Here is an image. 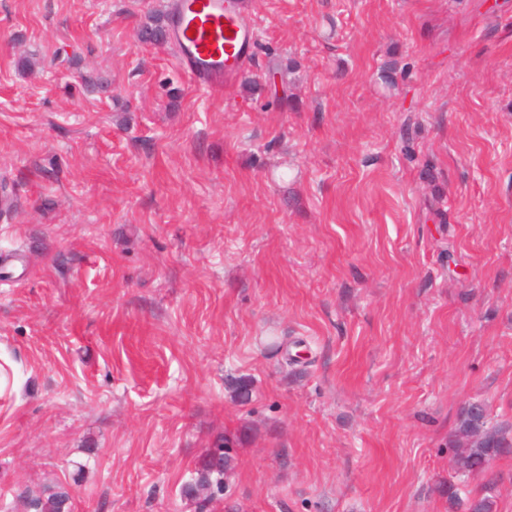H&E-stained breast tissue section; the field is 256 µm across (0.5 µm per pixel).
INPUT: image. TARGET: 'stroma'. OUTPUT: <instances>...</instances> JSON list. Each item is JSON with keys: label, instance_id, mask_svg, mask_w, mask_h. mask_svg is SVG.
I'll return each mask as SVG.
<instances>
[{"label": "stroma", "instance_id": "1", "mask_svg": "<svg viewBox=\"0 0 512 512\" xmlns=\"http://www.w3.org/2000/svg\"><path fill=\"white\" fill-rule=\"evenodd\" d=\"M171 3L0 0V505L198 512L230 433L207 512H453L462 413L512 443V0H243L221 92ZM140 38L145 43L162 44L167 38V18L161 13L152 14L147 18L140 30ZM232 443L230 439L224 437L221 443L216 444L217 450H227L225 454H217L212 448L207 450L197 469L198 477L194 485L190 484L187 487L188 493L198 487L204 488L214 484L219 489L224 485V478L232 471L233 459L230 456ZM67 503L65 510L70 502V494L66 487L58 486L52 489L46 497H37L27 499V506L33 512H63L62 506Z\"/></svg>", "mask_w": 512, "mask_h": 512}]
</instances>
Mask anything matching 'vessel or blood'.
<instances>
[{"instance_id":"obj_1","label":"vessel or blood","mask_w":512,"mask_h":512,"mask_svg":"<svg viewBox=\"0 0 512 512\" xmlns=\"http://www.w3.org/2000/svg\"><path fill=\"white\" fill-rule=\"evenodd\" d=\"M169 39L195 83L212 90L245 68L255 45L238 0H176Z\"/></svg>"}]
</instances>
